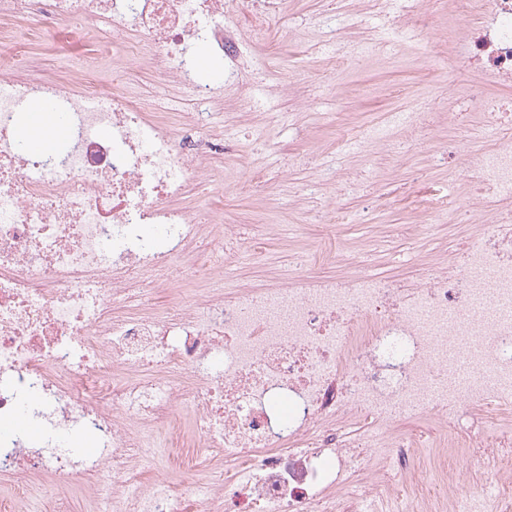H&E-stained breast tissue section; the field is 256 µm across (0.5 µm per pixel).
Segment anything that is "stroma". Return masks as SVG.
I'll use <instances>...</instances> for the list:
<instances>
[{
    "label": "stroma",
    "instance_id": "35a3bbf8",
    "mask_svg": "<svg viewBox=\"0 0 512 512\" xmlns=\"http://www.w3.org/2000/svg\"><path fill=\"white\" fill-rule=\"evenodd\" d=\"M369 19L384 27L392 24L379 0H281L279 11L270 20L274 41L267 47L251 51L253 100L259 107L276 112L304 113L303 121L256 125L254 116L241 114L236 100L225 99L224 107L215 111V128L224 126L226 113H236L230 142L238 145L235 155L213 164L207 182L190 186L187 203L205 198L218 224L237 225L240 238H247L254 225L267 223L270 237L267 251L249 262L226 266L227 287L253 280L261 281L286 275L293 256L308 249L319 232L318 212L337 197L339 204L352 215L353 221L339 226L338 235L350 250L360 252L374 270L406 274L420 265L422 258L449 256L455 247L458 229L439 227L429 236L423 256L410 254L405 242L393 234L395 227L415 221L409 187L422 179L439 185L448 183V167L427 161L425 154L411 153L400 162H392L384 146L366 145L364 152L340 155L336 152V132L324 120L325 113H338L343 125H365L380 112L393 111L404 97L415 99L433 94L439 84L455 79V72L432 80L420 55L419 45L402 38L393 39L367 65H350L347 74L334 85L319 89L307 98L290 85L287 68L302 65L321 68L320 55L311 53L314 43L328 44L336 39L355 43L363 36L359 22ZM125 73V81L141 97L158 101L163 112H176L189 104L187 96H164L154 73L145 64L124 60L118 66H104L99 77L111 82L113 69ZM309 150L318 158L315 168L292 169L288 154ZM368 158L376 169L373 180L337 194L335 185L323 182L324 173L350 174ZM253 163L264 164L274 177L273 192L247 190L246 169ZM317 182V198H303L306 184Z\"/></svg>",
    "mask_w": 512,
    "mask_h": 512
}]
</instances>
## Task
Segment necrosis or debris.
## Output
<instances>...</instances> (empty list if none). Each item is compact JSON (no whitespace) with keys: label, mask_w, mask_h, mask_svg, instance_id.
I'll return each instance as SVG.
<instances>
[{"label":"necrosis or debris","mask_w":512,"mask_h":512,"mask_svg":"<svg viewBox=\"0 0 512 512\" xmlns=\"http://www.w3.org/2000/svg\"><path fill=\"white\" fill-rule=\"evenodd\" d=\"M451 84L378 125L391 156L424 148L435 123L453 125L465 155L448 157L469 190L417 195V216L460 219L450 257L415 273L367 274L335 236L349 213L330 203L298 275L227 288L204 243L235 245L181 207L189 179L232 153L215 132L225 92L243 106V44L271 39L269 9L244 38L228 35L234 0H0V480L23 512L37 481L76 484L96 512H512V0H448ZM111 40L69 77L36 73L23 39ZM327 47V72L300 68L317 89L382 45ZM222 69L198 80L197 46ZM152 65L167 95L195 97L171 125L96 60ZM62 112L67 145L22 147L26 108ZM342 274L319 275L324 266ZM198 283L170 297L171 275ZM166 301H159V294ZM95 450L74 457L73 435ZM206 493L160 477L159 450ZM493 464L483 471L481 462Z\"/></svg>","instance_id":"necrosis-or-debris-1"}]
</instances>
